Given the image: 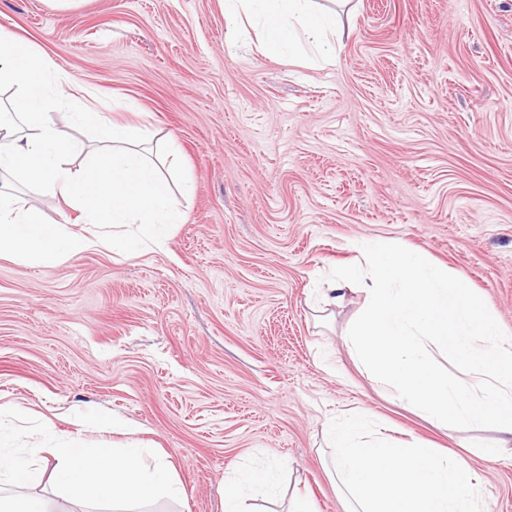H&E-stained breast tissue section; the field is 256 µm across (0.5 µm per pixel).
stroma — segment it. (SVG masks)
I'll return each mask as SVG.
<instances>
[{
  "instance_id": "stroma-1",
  "label": "stroma",
  "mask_w": 512,
  "mask_h": 512,
  "mask_svg": "<svg viewBox=\"0 0 512 512\" xmlns=\"http://www.w3.org/2000/svg\"><path fill=\"white\" fill-rule=\"evenodd\" d=\"M349 40L266 57L225 0H0V26L87 89L110 117L176 137L164 169L185 223L162 246L99 247L50 265L0 253V445L98 448L128 420L182 490L149 512H224L238 468L281 466L277 500L343 512L323 468L328 421L362 408L396 439L463 458L488 512H512V444L443 426L357 369L344 337L365 300L349 284L313 309L352 239L397 243L485 299L512 337V0H319ZM46 224L78 222L20 185Z\"/></svg>"
}]
</instances>
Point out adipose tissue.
I'll return each mask as SVG.
<instances>
[{
	"mask_svg": "<svg viewBox=\"0 0 512 512\" xmlns=\"http://www.w3.org/2000/svg\"><path fill=\"white\" fill-rule=\"evenodd\" d=\"M257 20L263 30L262 53L277 57L343 42L347 35L335 15L318 10L314 0H229L224 14L237 26L242 14ZM50 64L32 46L0 27V85H18L24 92L21 109L0 107V251L23 265L56 263L100 245L130 252L131 238L91 237L70 224L48 227L41 214L23 203L12 184L21 177L49 188L69 207L78 209L88 224H138L149 233L184 223L185 214L171 198L168 185L148 159L133 127L111 120L91 104L71 113L78 125L95 128L109 150L86 152L82 142L65 140L46 108L56 99L48 82ZM85 155L79 173L66 166L69 157ZM51 474L77 497L110 501L112 512H132L135 505L181 490L169 478L165 463L146 464L136 448L58 447L51 449ZM30 472L14 463L10 449L0 448V481L9 482L10 496L0 495V512H48L42 498L27 494ZM277 473L267 469L241 474L225 485V512H243L249 497L274 495Z\"/></svg>",
	"mask_w": 512,
	"mask_h": 512,
	"instance_id": "ef3b65f1",
	"label": "adipose tissue"
}]
</instances>
